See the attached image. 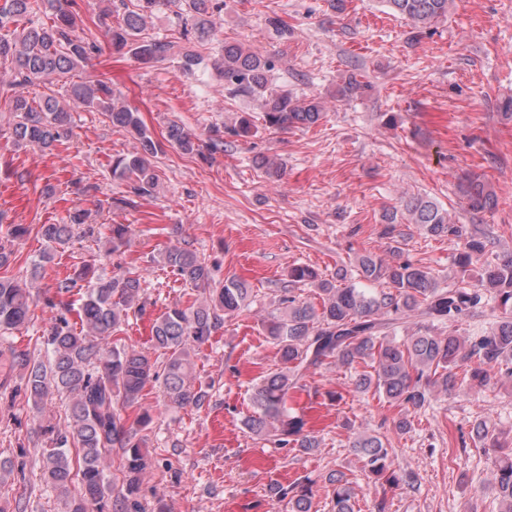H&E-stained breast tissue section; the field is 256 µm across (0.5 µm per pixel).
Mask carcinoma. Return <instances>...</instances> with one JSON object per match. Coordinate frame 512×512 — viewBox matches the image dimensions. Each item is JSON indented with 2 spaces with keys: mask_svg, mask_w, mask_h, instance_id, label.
<instances>
[{
  "mask_svg": "<svg viewBox=\"0 0 512 512\" xmlns=\"http://www.w3.org/2000/svg\"><path fill=\"white\" fill-rule=\"evenodd\" d=\"M181 0H120L121 17L109 28L114 52L130 54L143 63L174 54L176 42L144 35L147 18L159 5ZM189 20L181 38L199 47L207 41L219 0H186ZM451 0H382L383 6L402 15L416 28L427 29L447 17ZM74 0H0V64L12 65V79L0 89L9 102L13 122L10 137L18 146L50 150L66 141L72 115L61 103L56 87L62 78L85 63L96 44L74 34ZM51 11V23L37 22L41 10ZM276 61L246 48L238 41L224 42L217 70L229 96H250L260 102L262 125L286 131L310 128L324 118L325 108L316 98H298L273 86ZM368 88L358 74H350L336 96L350 99ZM66 96L89 112L103 113L118 131L135 136L136 151L112 160V175L126 181L136 196L155 188L158 175L153 158L159 144L148 134L137 110L116 102L112 84L103 79L71 81ZM257 129L255 117L245 112L235 124L215 131L207 148H224V136L248 138ZM166 141L185 154L200 151L197 139L171 122ZM468 210L478 215L493 211L495 192L480 176L469 174L462 182ZM416 224L424 234L448 238L454 246V264L466 275L487 252L493 230L469 231L458 224L437 200L413 195L387 217L384 233L394 232L398 220ZM45 248L31 270L36 278L52 262L53 245L74 237L91 238L93 226L77 210L64 224H43L39 229ZM112 252L128 240L129 225L110 227ZM163 268L185 287L202 294L189 305L170 304L151 327L154 351L162 360L129 348L119 336L129 312L139 305L143 278L136 269L116 265L110 276L92 263L56 283L55 295L81 294L79 323L66 313L55 316L41 336L38 356L29 349H14L12 365L23 370L22 392L36 410L47 400L68 399L65 429L48 426L41 459L43 475L62 498L66 512H130L139 491V475L147 466V438L142 434L151 422L142 400L147 384L162 379L164 398L172 408L201 409L209 393L194 384L196 349L209 343L224 327V320L247 309L253 289L235 277L216 282L205 258L189 247L174 246L161 254ZM358 278L383 281L388 287L371 293L347 282L340 269L336 279H321L307 265L288 273L289 287L281 289L277 312L262 323V331L276 349L278 367L251 384L252 413L243 420L248 434L271 438L278 446L311 451L319 447L314 432L306 429L304 415L288 406L289 395L307 390L310 369L334 363L353 371L358 393L372 391L399 407L395 428L407 431L411 422L407 406L419 408L434 390L448 393L467 385L483 390L498 373L512 375V255L499 262L483 263L478 285L462 280L442 288L430 268L403 261L385 264L372 254L357 261ZM313 285L320 306L293 295L291 286ZM34 303L27 284L0 277V338L24 326ZM493 305L492 322L470 337L468 348L455 335V327ZM448 335H440L443 327ZM364 369H359V366ZM471 433L480 445L503 448L502 433L480 419ZM364 471L391 488L411 485L412 472L392 468L394 450L377 433H360L352 441ZM120 457L123 485L116 490L107 474V462ZM486 481L499 503L498 512H512V448L487 473ZM333 512H355L349 479L342 471L329 474ZM78 487V494L72 487ZM287 512H317L311 487L300 482L277 488Z\"/></svg>",
  "mask_w": 512,
  "mask_h": 512,
  "instance_id": "1",
  "label": "carcinoma"
}]
</instances>
